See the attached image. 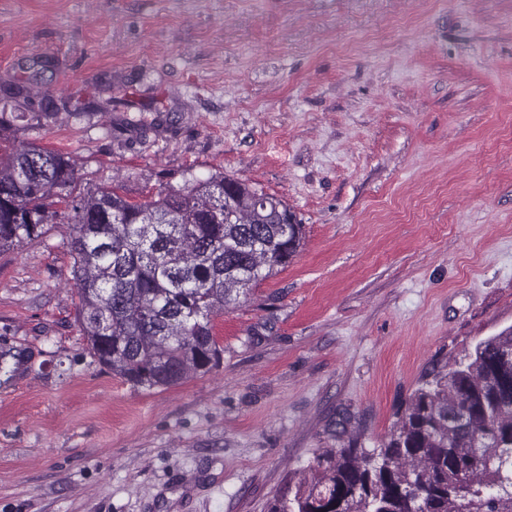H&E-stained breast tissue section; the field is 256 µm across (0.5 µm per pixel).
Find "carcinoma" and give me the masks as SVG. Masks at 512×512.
<instances>
[{
    "mask_svg": "<svg viewBox=\"0 0 512 512\" xmlns=\"http://www.w3.org/2000/svg\"><path fill=\"white\" fill-rule=\"evenodd\" d=\"M76 169L34 144L0 154V248L58 217L72 227L75 320L89 353L137 388L216 366L213 317L290 263L304 225L281 199L221 172L140 202L73 195ZM512 512V326L426 375L388 441L314 455L267 512Z\"/></svg>",
    "mask_w": 512,
    "mask_h": 512,
    "instance_id": "obj_1",
    "label": "carcinoma"
}]
</instances>
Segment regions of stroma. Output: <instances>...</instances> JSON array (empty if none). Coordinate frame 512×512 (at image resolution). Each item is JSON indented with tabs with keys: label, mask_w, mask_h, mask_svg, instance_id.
<instances>
[{
	"label": "stroma",
	"mask_w": 512,
	"mask_h": 512,
	"mask_svg": "<svg viewBox=\"0 0 512 512\" xmlns=\"http://www.w3.org/2000/svg\"><path fill=\"white\" fill-rule=\"evenodd\" d=\"M10 85L0 149L72 156L78 193L220 171L305 238L215 317L218 367L152 390L88 352L69 225L1 249L0 512H266L512 325V0H0Z\"/></svg>",
	"instance_id": "stroma-1"
}]
</instances>
